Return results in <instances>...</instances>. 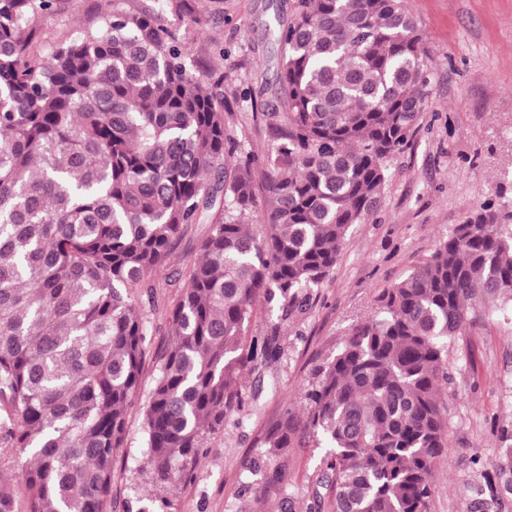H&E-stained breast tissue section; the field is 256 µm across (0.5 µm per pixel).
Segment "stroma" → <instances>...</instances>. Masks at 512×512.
<instances>
[{
    "label": "stroma",
    "mask_w": 512,
    "mask_h": 512,
    "mask_svg": "<svg viewBox=\"0 0 512 512\" xmlns=\"http://www.w3.org/2000/svg\"><path fill=\"white\" fill-rule=\"evenodd\" d=\"M103 0H59L38 12L44 47L96 28ZM203 27L165 15L186 37L200 72L223 65L224 92L234 99L228 133L245 150L263 154L273 143L267 119L252 103L277 106L272 84L281 55L267 30L291 21L297 0H192ZM431 71V94L420 130L390 163L378 211L353 225L330 277L313 289L309 308L282 319L258 302L248 333L275 334L272 363L246 372L244 404L201 449L191 477L156 489L143 467V407L168 339V312L190 266L200 256L205 224L185 226L154 275L153 328L140 387L127 412L125 447L114 472V512H310L322 472L323 449L304 430V395L315 369L343 345L352 326L371 317L377 296L410 273L499 189H512V0H409ZM228 58H220V51ZM251 93L248 102L241 93ZM449 378L439 405L447 454L432 473L429 512H512V490L496 463L512 445V321L470 317L448 344ZM294 431L285 450L269 454L263 440L283 420ZM259 461L264 475L247 478Z\"/></svg>",
    "instance_id": "1"
}]
</instances>
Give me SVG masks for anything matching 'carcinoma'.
<instances>
[{
	"label": "carcinoma",
	"instance_id": "cac0c4a2",
	"mask_svg": "<svg viewBox=\"0 0 512 512\" xmlns=\"http://www.w3.org/2000/svg\"><path fill=\"white\" fill-rule=\"evenodd\" d=\"M56 0H0V448L30 454L0 480V512H112L127 410L148 350V279L183 226L207 224L169 312L143 410L159 487L190 476L241 410L244 372L275 357L245 340L255 304L310 305L351 225L375 211L411 147L430 69L408 0H298L274 18L283 113L258 155L226 134L224 73L196 72L165 14L125 11L48 52L33 24ZM268 176L259 201L257 174ZM265 204L264 223L243 222ZM316 370L305 429L326 448L331 512H429L448 451L438 397L448 340L478 311L512 318V199L476 210ZM292 425L264 445L288 447Z\"/></svg>",
	"mask_w": 512,
	"mask_h": 512
}]
</instances>
